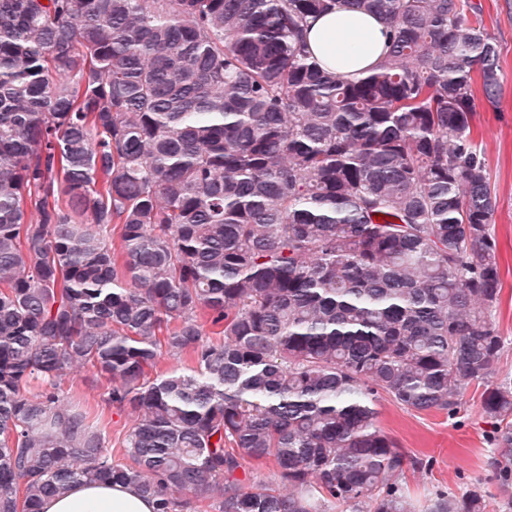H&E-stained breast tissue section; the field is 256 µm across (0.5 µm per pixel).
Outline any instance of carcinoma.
Listing matches in <instances>:
<instances>
[{"instance_id": "obj_1", "label": "carcinoma", "mask_w": 512, "mask_h": 512, "mask_svg": "<svg viewBox=\"0 0 512 512\" xmlns=\"http://www.w3.org/2000/svg\"><path fill=\"white\" fill-rule=\"evenodd\" d=\"M347 7L392 32L356 81L303 40ZM498 59L467 0H0V512L80 482L155 512H414L423 463L375 401L452 413L475 384L512 500L472 124ZM76 369L131 409L126 462L64 391Z\"/></svg>"}]
</instances>
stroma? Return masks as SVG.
I'll use <instances>...</instances> for the list:
<instances>
[{"instance_id": "obj_1", "label": "stroma", "mask_w": 512, "mask_h": 512, "mask_svg": "<svg viewBox=\"0 0 512 512\" xmlns=\"http://www.w3.org/2000/svg\"><path fill=\"white\" fill-rule=\"evenodd\" d=\"M476 7L499 50L501 93L496 103L476 95L473 125L483 151L491 188L499 200L492 230L503 282L501 301L493 320L505 344L500 374L512 376V0H468ZM64 388L90 410H101L112 456L122 460L126 435L133 423L128 411L101 408L104 380L91 371L75 373ZM480 387H471L456 413L416 412L388 396L376 402L380 426L414 459L428 461L425 470L408 471L405 482L418 512L442 491L464 493L473 485L487 489L486 512H508L495 494L490 426L482 416Z\"/></svg>"}]
</instances>
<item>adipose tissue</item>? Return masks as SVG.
Returning <instances> with one entry per match:
<instances>
[{"label": "adipose tissue", "instance_id": "ef3b65f1", "mask_svg": "<svg viewBox=\"0 0 512 512\" xmlns=\"http://www.w3.org/2000/svg\"><path fill=\"white\" fill-rule=\"evenodd\" d=\"M305 39L325 68L356 80L370 73L388 45L383 20L356 9H337L310 21ZM155 502L121 483L82 484L69 493L47 498L43 512H154Z\"/></svg>", "mask_w": 512, "mask_h": 512}]
</instances>
